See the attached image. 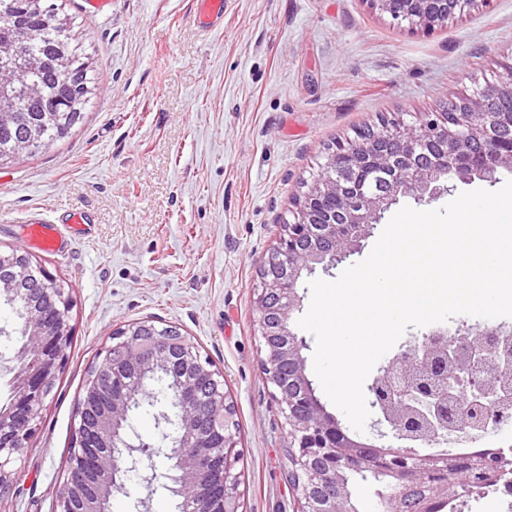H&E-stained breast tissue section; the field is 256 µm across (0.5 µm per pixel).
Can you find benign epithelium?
<instances>
[{
    "label": "benign epithelium",
    "instance_id": "obj_1",
    "mask_svg": "<svg viewBox=\"0 0 512 512\" xmlns=\"http://www.w3.org/2000/svg\"><path fill=\"white\" fill-rule=\"evenodd\" d=\"M365 2L374 11L407 22L411 29L431 32L471 12L478 0ZM30 4L46 24L65 32L63 18L52 12L53 5L47 0H30ZM54 67L59 75L78 79L75 70L79 65L72 62L64 45ZM505 100L512 104V62L501 66L495 84L459 102H450L446 111L433 112L416 125L390 118L376 125L370 138L336 143V149L327 156L325 175L312 181L299 196L294 221L279 225L276 243L259 270L260 288L254 293V309L264 351L261 369L275 390L274 397L288 426L297 477L292 490L295 498H305L306 512H349L346 499L332 490L326 494L327 508L313 505L307 469L316 463L338 475L343 468V449L357 444L316 396L305 374V340L288 327L299 302L297 284L302 271L311 272L317 264L333 266L358 250L370 228L402 197L435 199L455 190L456 181H491L502 170L511 172L512 140L494 134L501 118H512L511 112L493 109L494 103ZM428 153L435 159L419 166L413 164ZM379 176L386 177L381 190L375 182ZM351 180L361 183L359 200L344 206L341 223H320L324 207L342 200ZM284 260L293 276L286 280L269 277L268 268ZM49 293L51 307L34 309L22 320L23 342L14 356L12 401L0 410V497L10 493L17 483L11 463L28 447L33 422L63 368L73 336L72 296L63 288H51ZM151 330L145 321L125 324L112 332V343L100 350L101 364L90 371L77 408L69 465L54 512H111L112 493L126 490L125 481L132 472L150 492L161 487L181 497L183 512H238L235 500L239 475L233 472L232 459L238 440L224 376L201 359L191 342L179 338V330L169 328L165 332L166 345L180 355L178 369H173L165 348L127 354L120 362L123 371L137 378L160 369L181 376L173 408L175 433L167 431L171 416L161 412L155 416L159 430L156 444L150 446L142 440L131 423L142 400L137 383L114 384L107 397L99 396L98 382L112 353L127 340ZM499 342L495 329L474 336L464 334L460 342L448 339V332L436 330L396 354L371 385L374 404L393 438L405 442L403 446L390 444L377 449L384 472L393 475L402 470L409 479L432 480L433 498L415 503L411 512H432L433 499L448 491V481L437 478L438 455L420 454L414 444H433L450 423L483 428L495 420L500 403L509 398V394L497 392L486 376L472 380L465 400L455 393L458 371L454 358L463 345L476 370L489 365L512 368V354L502 355ZM284 371L303 387L302 394H284ZM202 390L209 403L205 416L198 409ZM98 442L112 444V453L97 454L94 444ZM158 457L167 462L163 471L157 469Z\"/></svg>",
    "mask_w": 512,
    "mask_h": 512
}]
</instances>
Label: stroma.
I'll return each mask as SVG.
<instances>
[{"mask_svg":"<svg viewBox=\"0 0 512 512\" xmlns=\"http://www.w3.org/2000/svg\"><path fill=\"white\" fill-rule=\"evenodd\" d=\"M72 46L88 65L84 120L48 147L0 166V250L27 248L30 224L85 218L64 249L29 248L69 291L73 337L62 371L17 458L0 512H53L77 405L114 329L175 326L224 375L240 437L243 512H296L288 430L260 370L253 292L279 224L333 144L379 116L417 123L493 83L512 59V0H490L431 33L365 0H229L200 32L190 0H62ZM357 253L303 273L335 280ZM19 320L0 300V407L8 405ZM177 512L137 477L112 512Z\"/></svg>","mask_w":512,"mask_h":512,"instance_id":"stroma-1","label":"stroma"}]
</instances>
